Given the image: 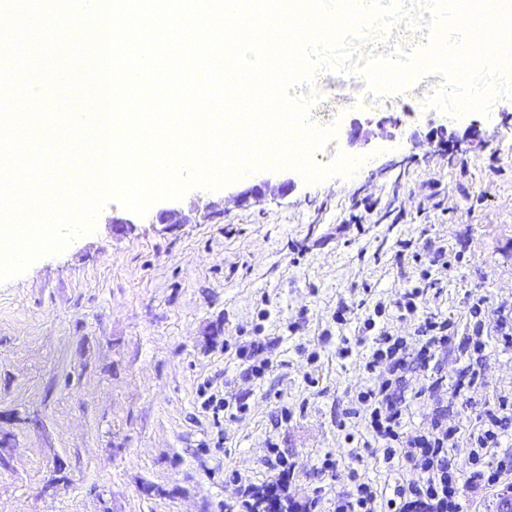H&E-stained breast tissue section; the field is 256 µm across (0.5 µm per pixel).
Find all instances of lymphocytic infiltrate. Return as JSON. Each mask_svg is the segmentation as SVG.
<instances>
[{
    "mask_svg": "<svg viewBox=\"0 0 512 512\" xmlns=\"http://www.w3.org/2000/svg\"><path fill=\"white\" fill-rule=\"evenodd\" d=\"M464 258V250L436 244L424 230L418 237L397 239L391 248L393 265L400 271L417 266L418 279H404L392 299L373 298L372 288L366 284L359 301L338 302L333 315L336 325H346L355 316L360 326L356 338L341 337L337 354L345 359L354 347H365L363 369L369 376L368 384L356 395V407L345 413L357 422L356 428L344 433L347 454L359 462L362 449L372 446L386 467H393L401 458L418 476L398 479L381 489L356 483L352 489L337 492L332 512H462L460 479L474 487L502 482L505 469L493 465L488 453L500 447L512 430V399L508 396H500L495 407L484 409L478 430L469 435L471 448L462 463L454 454L462 425L448 424L438 414L427 428L411 433L405 429L411 401L437 404L448 397L471 403L470 393L481 375L485 334L495 333L504 346H512V308L490 307L487 297L476 291L468 289L463 295L472 325L462 339L454 338L451 318L429 310L431 299L441 294V273ZM410 316L416 319L412 332L405 336L393 333L390 320L403 321ZM454 343L470 362L449 376L444 372V359ZM414 372L420 373L422 380L409 397L405 388Z\"/></svg>",
    "mask_w": 512,
    "mask_h": 512,
    "instance_id": "1",
    "label": "lymphocytic infiltrate"
}]
</instances>
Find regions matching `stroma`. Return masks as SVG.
<instances>
[{"label": "stroma", "mask_w": 512, "mask_h": 512, "mask_svg": "<svg viewBox=\"0 0 512 512\" xmlns=\"http://www.w3.org/2000/svg\"><path fill=\"white\" fill-rule=\"evenodd\" d=\"M433 39L430 11L414 5L410 19L353 52L346 69H317L294 87L310 104V122L336 129L315 164L360 158L352 177L309 184L292 169L260 170L172 200L182 224H156L112 202L94 232L0 282V439L8 441L0 512H224L225 471L260 488L276 483L271 441L295 464L293 502L333 500L351 489L353 469L378 487L393 482L374 458L353 465L338 428L365 375L360 353H336L356 329L335 326L337 302L361 299L364 282L384 297L402 285L388 259H360L361 248L424 227L448 245L470 243V259L443 273L437 307L465 326L463 293L477 285L490 306L512 305V98L495 100L486 114L446 113L431 104L447 84L441 70L389 91L371 88L364 75L365 58L409 55ZM440 139L453 141V163L434 156ZM288 178L295 188L281 192ZM262 180L260 201L238 200ZM430 183L447 197V214L411 211L393 223L394 192ZM462 185L475 208L458 194ZM364 194L379 200V227L338 241L337 225ZM292 241L309 247L296 264ZM265 295L270 316L262 320ZM293 322L300 328L292 334ZM257 333L274 363L261 379L236 356ZM485 354L467 409L474 428L486 404L512 394V348L492 335ZM307 371L315 385L305 382ZM207 387L243 400L247 412L216 421L202 406ZM327 455L337 465L331 475L320 470ZM57 475L64 483L51 486Z\"/></svg>", "instance_id": "obj_1"}]
</instances>
